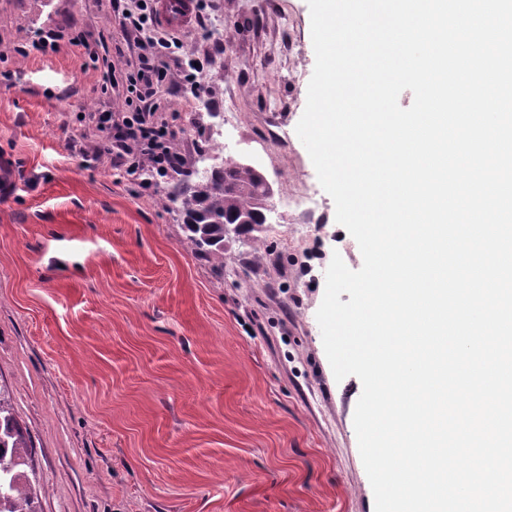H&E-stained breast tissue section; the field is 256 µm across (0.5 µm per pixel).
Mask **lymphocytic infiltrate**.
Segmentation results:
<instances>
[{
	"label": "lymphocytic infiltrate",
	"mask_w": 512,
	"mask_h": 512,
	"mask_svg": "<svg viewBox=\"0 0 512 512\" xmlns=\"http://www.w3.org/2000/svg\"><path fill=\"white\" fill-rule=\"evenodd\" d=\"M120 9L131 54L126 62V94L121 110L99 113L97 128L105 137L96 143L92 156L111 158L132 178L147 171L161 176L179 165L180 155L176 131L158 119V91L168 76L166 57L183 44L160 29L154 0H122Z\"/></svg>",
	"instance_id": "obj_1"
}]
</instances>
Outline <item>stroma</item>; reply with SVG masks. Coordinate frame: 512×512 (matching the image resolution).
Segmentation results:
<instances>
[{"mask_svg":"<svg viewBox=\"0 0 512 512\" xmlns=\"http://www.w3.org/2000/svg\"><path fill=\"white\" fill-rule=\"evenodd\" d=\"M160 111L184 167L257 162L272 222L194 254L177 207L92 160L122 42L112 0H0V388L36 512H375L316 313L333 254L360 269L295 128L315 66L307 0H196ZM57 40L33 50L37 36ZM223 49H216L215 40ZM205 94L186 101L181 59Z\"/></svg>","mask_w":512,"mask_h":512,"instance_id":"obj_1","label":"stroma"}]
</instances>
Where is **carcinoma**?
<instances>
[{
    "instance_id": "carcinoma-1",
    "label": "carcinoma",
    "mask_w": 512,
    "mask_h": 512,
    "mask_svg": "<svg viewBox=\"0 0 512 512\" xmlns=\"http://www.w3.org/2000/svg\"><path fill=\"white\" fill-rule=\"evenodd\" d=\"M166 196L184 216L187 240L201 258L224 268V225L260 224L266 211L263 182L258 169L224 165L211 176L185 172ZM26 441L12 415L11 396L0 391V512H34L23 470Z\"/></svg>"
}]
</instances>
